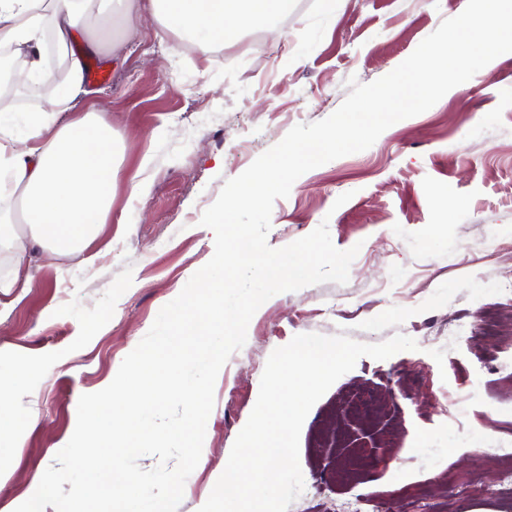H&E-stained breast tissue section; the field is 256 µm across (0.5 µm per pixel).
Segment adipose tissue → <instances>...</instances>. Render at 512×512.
<instances>
[{
    "mask_svg": "<svg viewBox=\"0 0 512 512\" xmlns=\"http://www.w3.org/2000/svg\"><path fill=\"white\" fill-rule=\"evenodd\" d=\"M107 9L148 16L159 38L177 34L205 58L239 30L268 27L287 13L288 0H0V48L48 88L44 108L26 117L24 136H17L13 114L0 109V202L10 204L0 211V252L11 263L0 276V308L11 305L15 292L33 288V249L49 258L85 250L112 221L120 174L112 122L108 112L77 108L88 94L85 60L101 50L88 29ZM49 31L65 50L58 83L43 68ZM78 32L84 40L70 49ZM27 380L20 368L0 364V436H19L37 419L16 413L8 400Z\"/></svg>",
    "mask_w": 512,
    "mask_h": 512,
    "instance_id": "obj_1",
    "label": "adipose tissue"
}]
</instances>
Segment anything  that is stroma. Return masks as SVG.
Instances as JSON below:
<instances>
[{
    "label": "stroma",
    "mask_w": 512,
    "mask_h": 512,
    "mask_svg": "<svg viewBox=\"0 0 512 512\" xmlns=\"http://www.w3.org/2000/svg\"><path fill=\"white\" fill-rule=\"evenodd\" d=\"M467 0H289L265 30H244L203 60L148 18L115 26L100 53L112 81L87 106L110 112L122 171L112 224L87 252L35 262V285L0 316V359L24 369L21 438H0V512H14L73 433L81 395L104 389L160 309L214 253L196 232L226 180L296 124L322 120L346 82L401 64ZM344 205L335 200L343 193ZM327 224L357 248L347 283L309 285L264 303L218 377L207 438L177 512H198L258 396L271 352L301 333L378 343L397 333L417 350L361 357L309 412L299 462L308 495L288 512H512L499 485L512 448V341L487 338L497 311L512 330V53L466 91L404 119L367 150L308 171L275 201L270 247ZM484 456H476V449Z\"/></svg>",
    "instance_id": "obj_1"
}]
</instances>
